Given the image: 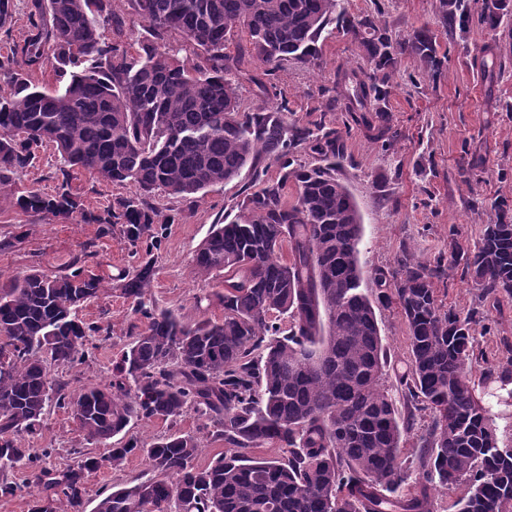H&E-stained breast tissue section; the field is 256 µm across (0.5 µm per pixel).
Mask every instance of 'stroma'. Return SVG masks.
<instances>
[{"instance_id":"stroma-1","label":"stroma","mask_w":512,"mask_h":512,"mask_svg":"<svg viewBox=\"0 0 512 512\" xmlns=\"http://www.w3.org/2000/svg\"><path fill=\"white\" fill-rule=\"evenodd\" d=\"M346 7L353 16L377 18L397 41L419 27H429L440 53L447 57L437 78L412 59L399 63L384 114L386 124L398 134L390 150L370 140L364 127L353 124L343 133L345 149L336 177L347 185L361 215L359 260L364 286L371 289L375 273L395 272L403 252L429 264L447 251L449 236L474 246L482 226L495 218L493 202L504 197L512 203V18L494 31L476 20L460 31L442 24L440 0H348ZM491 60L501 69L494 82L486 81L482 71L483 63ZM346 67L366 71L370 65L356 45L335 34L323 44L320 66L291 62L277 72L275 82L286 94L296 124L312 128L321 122H343L345 115L330 103L328 90L337 70ZM33 152L35 160L23 172L21 183L53 193L61 158L49 143L35 146ZM250 184L251 173L245 170L233 181L208 188L189 201L163 192L151 197L153 206L175 217L153 256L148 296L157 308L175 312L188 324L203 316L223 319L219 303H212L204 313L198 309V297L219 291L220 284L197 275L191 259L213 224L234 219L236 205ZM70 187L95 215L103 213L116 193L132 196L137 192L132 184L115 191L102 179L77 169L71 173ZM3 240L11 246L0 250V289L34 269L60 273L77 257L103 277L105 294L79 313L84 321L102 328L89 341L91 363L76 373L55 368L51 375L72 391L107 384L113 362L130 343L133 326L140 323L132 300L123 295L117 281L134 263L127 240L116 231L100 234L93 223H58L23 213L9 196L2 195ZM434 287L442 308L459 315H468L482 304L462 269H455ZM377 318L388 354L383 385L404 415L408 408L399 379L409 360L407 327L393 304L380 308ZM475 337L478 357L472 377L478 380L487 366L502 360L505 343H512V298H502L486 326L477 327ZM174 431L198 436V465L210 464L225 451L222 441L200 431L191 412L174 425L161 419L131 421L125 437L142 444ZM30 445L54 449L51 463L59 469L76 464L82 452L100 456L108 452L104 444L88 446L67 412L54 406L47 408ZM146 469L145 459L137 453L121 468H102L88 476L87 497L96 499L100 492L127 484Z\"/></svg>"}]
</instances>
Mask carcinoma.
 Returning a JSON list of instances; mask_svg holds the SVG:
<instances>
[{
    "label": "carcinoma",
    "mask_w": 512,
    "mask_h": 512,
    "mask_svg": "<svg viewBox=\"0 0 512 512\" xmlns=\"http://www.w3.org/2000/svg\"><path fill=\"white\" fill-rule=\"evenodd\" d=\"M127 2L128 17L148 23L135 54L103 38L104 29L120 36L127 25L112 0H34L28 38L0 59V195L35 216L92 222L104 234L119 228L138 258L121 290L147 321L108 384L70 393L47 367L74 370L91 359L87 338L101 327L77 310L105 292L102 278L77 259L64 274L34 271L0 289V496L29 495L31 512H86L87 477L137 451L150 476L99 494L92 512H435L433 489L456 492L453 512H512V448L500 445L471 372L474 325L490 313L444 311L433 288L461 263L482 300L512 297V207L494 202L495 220L469 250L456 245L431 264L402 255L391 276L376 274L374 297L359 265L361 217L336 179V128L289 122L285 97L273 109H250L238 96L244 81L277 96L267 78L288 61L320 65L322 44L336 30L373 65L369 75L338 71L339 109L387 147L393 135L373 119L385 112L401 59L442 73L434 32L422 27L394 41L375 19L350 18L345 0ZM440 4L445 25H469L467 0ZM511 14L512 0H482L480 20L490 29ZM239 34L245 42L232 52ZM48 63L58 82L52 91L32 81ZM43 141L63 161L52 194L16 183ZM303 145L323 164L296 163ZM261 157L278 163L276 179H263ZM247 166L259 187L238 202L234 220L213 226L192 259L198 275L220 279L224 291L213 297L224 319L187 324L147 306L150 256L175 221L148 199L159 189L191 197ZM74 168L117 189L134 183L139 193L93 215L71 192ZM376 302L401 310L409 343L401 392L414 411L432 415L412 459L402 448L410 423L400 421L382 383L387 353ZM491 379L512 383V357L486 369L483 380ZM51 402L95 443L134 419L175 423L192 411L226 451L199 467L198 438L176 431L50 468L54 449L25 440ZM267 444L287 455L253 456ZM18 467L30 471L29 482L8 479ZM416 470L422 485L412 492Z\"/></svg>",
    "instance_id": "carcinoma-1"
}]
</instances>
